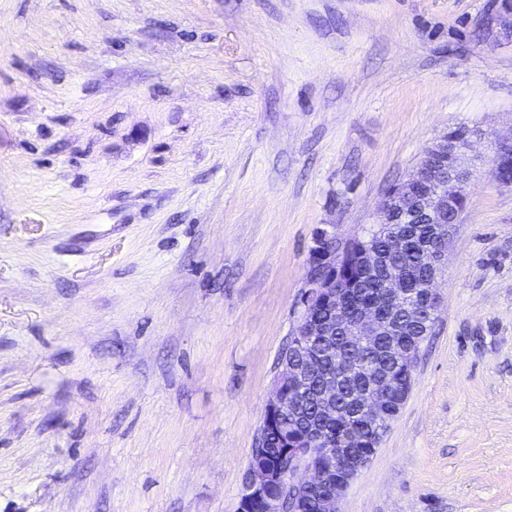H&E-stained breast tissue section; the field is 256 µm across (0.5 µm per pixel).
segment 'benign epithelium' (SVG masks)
Listing matches in <instances>:
<instances>
[{"label": "benign epithelium", "mask_w": 512, "mask_h": 512, "mask_svg": "<svg viewBox=\"0 0 512 512\" xmlns=\"http://www.w3.org/2000/svg\"><path fill=\"white\" fill-rule=\"evenodd\" d=\"M468 136H442L426 151L415 170L405 179L389 186L378 206L375 223L379 224L381 245L366 243L358 237L341 243L326 229L315 236L310 265L319 272L307 276L300 300V322L292 336L295 354L280 367L265 406L264 415L270 426L281 430L285 451L274 466L254 465L250 468L245 493L238 512H281L280 493L288 491L292 512H339L342 493L369 463L376 449L365 455H353L342 448H332L319 433V424L302 423V410L309 400L318 407V419L332 423L341 420L338 387L345 378L364 375L353 385L351 396L360 415L376 431L392 424L405 404L413 384L415 365L422 342L408 343L401 321L388 311L364 306L350 313L346 296L336 275L326 270L347 261L369 275L383 279V294L396 302L407 294V282L393 261L412 247L409 224L433 225L430 239L421 250V263L426 270L423 281L426 312L435 318L440 302L437 285L448 261V244L464 212L469 169L462 160ZM512 137L497 143L495 175L512 185ZM344 333L350 346L387 350L396 366L404 369L405 388L392 392L386 381L369 383L371 371L364 370L361 356H349L336 347V336ZM334 362L342 372L321 376L315 391L308 385L320 362Z\"/></svg>", "instance_id": "benign-epithelium-1"}]
</instances>
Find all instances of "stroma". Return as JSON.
Wrapping results in <instances>:
<instances>
[{
	"instance_id": "1",
	"label": "stroma",
	"mask_w": 512,
	"mask_h": 512,
	"mask_svg": "<svg viewBox=\"0 0 512 512\" xmlns=\"http://www.w3.org/2000/svg\"><path fill=\"white\" fill-rule=\"evenodd\" d=\"M499 0H0V512H237L317 229L448 131L467 207L340 512H512Z\"/></svg>"
}]
</instances>
